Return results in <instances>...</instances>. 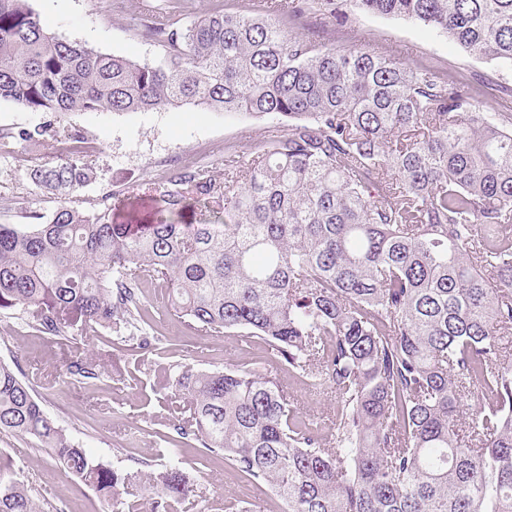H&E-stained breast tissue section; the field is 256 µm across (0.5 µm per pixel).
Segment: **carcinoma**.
Masks as SVG:
<instances>
[{
    "mask_svg": "<svg viewBox=\"0 0 512 512\" xmlns=\"http://www.w3.org/2000/svg\"><path fill=\"white\" fill-rule=\"evenodd\" d=\"M356 12L512 65V0H274L196 20L163 0L143 22L160 53L143 61L48 32L31 0H0V100L57 118L1 132L0 155L56 142L29 173L49 194L94 176L85 137L61 125L73 112L193 104L284 127L227 154L221 180L181 159L141 183L159 204L151 224L66 204L25 229L0 224V310L55 342L110 328L147 346L148 279L197 332L259 339L301 386L335 393L319 422L275 371L163 367L191 415L178 438L159 434L150 512L203 498L190 448L266 485L284 512H512V93L483 112L429 66L324 39ZM194 201L224 223L171 221ZM67 374L96 371L75 360ZM2 432L49 454L103 512H141L131 473L90 454L0 361ZM0 512H43L2 467Z\"/></svg>",
    "mask_w": 512,
    "mask_h": 512,
    "instance_id": "obj_1",
    "label": "carcinoma"
}]
</instances>
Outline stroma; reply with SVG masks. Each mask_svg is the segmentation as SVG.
<instances>
[{
	"label": "stroma",
	"instance_id": "obj_1",
	"mask_svg": "<svg viewBox=\"0 0 512 512\" xmlns=\"http://www.w3.org/2000/svg\"><path fill=\"white\" fill-rule=\"evenodd\" d=\"M33 8L53 33L85 43L96 50L135 60L154 57L158 46L129 26L125 16L110 12L107 0H33ZM338 47L358 46L412 63L427 64L479 89L480 110L498 108L496 85L512 88V66L470 58L446 36L401 19L355 14L348 28L325 29ZM66 123L96 142L92 159L97 177L81 188L77 209L100 211L104 192H112V221L155 218L157 205L140 185L166 175L169 162L191 155L216 176L224 174V156L246 152L274 129L275 121L246 115H227L201 106L172 107L160 112H75ZM61 201L38 188L25 170L0 156V224L25 226L29 212L51 216ZM143 301L155 318L151 343L138 354L110 330L60 345L28 327L22 313L0 311V360L17 363L42 407L57 418L92 455L128 472L142 464L159 466L161 433L171 431L169 392L160 364L186 362L200 369L228 363L272 362L264 344L238 336H204L183 320L167 315L162 295L145 284ZM99 364L95 380L70 382L64 375L75 359ZM0 464L43 503L46 512H101L98 495L78 487L46 454L30 449L26 441L0 434ZM192 482L208 498V512H225L224 500L239 498L255 512H282V502L267 488L244 486L220 467L188 465Z\"/></svg>",
	"mask_w": 512,
	"mask_h": 512
}]
</instances>
